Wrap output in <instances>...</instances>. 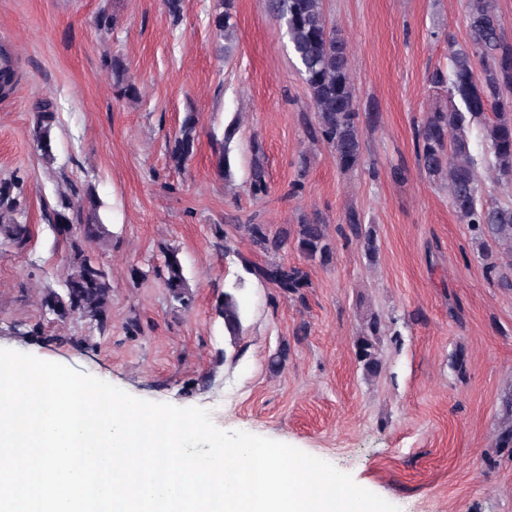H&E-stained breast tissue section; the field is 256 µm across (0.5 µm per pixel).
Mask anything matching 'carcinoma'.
Listing matches in <instances>:
<instances>
[{"instance_id":"carcinoma-1","label":"carcinoma","mask_w":512,"mask_h":512,"mask_svg":"<svg viewBox=\"0 0 512 512\" xmlns=\"http://www.w3.org/2000/svg\"><path fill=\"white\" fill-rule=\"evenodd\" d=\"M223 5L224 11L215 15L213 23L224 38V55L228 57L236 46L233 0H224ZM270 8L286 26L310 93L315 123L309 124L306 132L331 148L340 169H354L361 159L362 143L346 39L326 22L321 0H270ZM467 20L469 43L452 49L448 73L437 72L431 77L433 83L446 89L448 109L431 112L424 120L418 133V164L431 177L446 176L449 203L477 240L488 277L512 286V204L485 199L480 193V169L486 165L493 167L497 179L512 182V43L502 38L489 0H473ZM0 60L5 61L0 65V92L6 94L13 88L15 69L8 53L1 52ZM111 66L124 94L137 95L136 85L125 80L123 63L114 58ZM34 112L36 147L49 159L54 103L43 99ZM473 124L483 126L492 159L472 153L466 130ZM196 125L195 115L187 114L174 137L170 159L177 166L186 163L195 152ZM15 188L12 181L0 182V236L20 248L27 240V228L18 220L19 203L12 197ZM83 210V202L65 200L61 208L53 211L51 224L68 247L71 273L64 293L49 290L41 304L58 321L77 318L102 329L109 317L112 285L105 270L91 256L92 245L100 238V224L91 219L82 222ZM345 223L367 253L376 252L374 233L363 226L358 212L349 211ZM244 228L251 243L272 256L287 242L285 237L270 235L263 224H246ZM295 241L307 258L321 264L332 261L334 247L326 225L319 221L305 220L297 225ZM163 266L170 292L179 301L188 302L178 249L169 248L163 253ZM258 274L286 293L296 294L306 287V274L300 268L275 260L258 269ZM220 314L227 333L237 335L240 312L233 294L224 293ZM380 333L381 323L372 316L364 332L354 340L356 356L368 376L381 370L377 353Z\"/></svg>"}]
</instances>
